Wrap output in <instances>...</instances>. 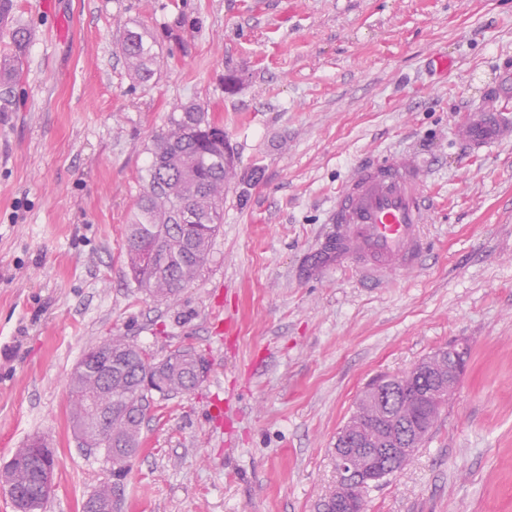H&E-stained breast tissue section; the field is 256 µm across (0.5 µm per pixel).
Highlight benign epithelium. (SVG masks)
I'll use <instances>...</instances> for the list:
<instances>
[{
  "mask_svg": "<svg viewBox=\"0 0 512 512\" xmlns=\"http://www.w3.org/2000/svg\"><path fill=\"white\" fill-rule=\"evenodd\" d=\"M438 356L427 355L414 364L403 378L416 385L415 395L405 404L413 407L418 419L412 423L398 421L399 398L393 390L368 384L360 399L370 402L378 411L374 426L380 434L368 441L351 440L344 432L336 435V499L323 504L322 512H364L360 491L379 485L394 461L405 466L416 455V447L429 429L431 420L445 408L448 392L464 372L465 347L437 349ZM0 491L7 494L16 512H39V494H25L0 478Z\"/></svg>",
  "mask_w": 512,
  "mask_h": 512,
  "instance_id": "7a95c632",
  "label": "benign epithelium"
}]
</instances>
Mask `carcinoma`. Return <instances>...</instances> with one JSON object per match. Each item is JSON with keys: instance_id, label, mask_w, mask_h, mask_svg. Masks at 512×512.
Instances as JSON below:
<instances>
[{"instance_id": "obj_1", "label": "carcinoma", "mask_w": 512, "mask_h": 512, "mask_svg": "<svg viewBox=\"0 0 512 512\" xmlns=\"http://www.w3.org/2000/svg\"><path fill=\"white\" fill-rule=\"evenodd\" d=\"M14 0H0V36H8V51L0 55V99L9 103L13 87L22 76V59L30 41L23 29H7ZM131 75L139 82L153 76L155 42L147 32L128 28L119 41ZM150 158L141 170V192L132 223L126 225L128 268L137 288L157 301H173L206 264L213 237L224 223V162H235L224 127L199 103L175 107L165 129L153 137ZM156 252L157 262L147 268L142 251ZM112 348L111 383L106 385L92 370L76 367L70 378L71 420L76 433L86 424L84 402L100 399L112 406L106 429L112 439L138 453L145 413L135 410L141 402L139 387L145 378L169 394L195 387L197 357L176 350L154 363L142 357L143 349L121 337L104 341ZM366 412L354 410L347 427L372 434Z\"/></svg>"}]
</instances>
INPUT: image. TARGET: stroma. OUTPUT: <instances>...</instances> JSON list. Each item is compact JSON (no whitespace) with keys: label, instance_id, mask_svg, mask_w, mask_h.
<instances>
[{"label":"stroma","instance_id":"35a3bbf8","mask_svg":"<svg viewBox=\"0 0 512 512\" xmlns=\"http://www.w3.org/2000/svg\"><path fill=\"white\" fill-rule=\"evenodd\" d=\"M14 3L32 38L0 112V465L36 437L54 449L43 512L112 481L70 427L69 380L114 336L209 364L152 405L118 512H318L366 384L457 340L453 399L365 512H512V141L474 155L454 135L512 75V0ZM134 26L156 41L145 84L118 48ZM187 101L223 124L236 175L200 275L156 301L125 227L152 136ZM388 154L430 167L423 264L381 285L306 273L353 164Z\"/></svg>","mask_w":512,"mask_h":512}]
</instances>
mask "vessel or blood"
Segmentation results:
<instances>
[{"instance_id": "vessel-or-blood-1", "label": "vessel or blood", "mask_w": 512, "mask_h": 512, "mask_svg": "<svg viewBox=\"0 0 512 512\" xmlns=\"http://www.w3.org/2000/svg\"><path fill=\"white\" fill-rule=\"evenodd\" d=\"M456 136L483 152L512 138V113L491 95L460 125ZM427 170L411 156H386L357 165L336 192L332 233L310 257V270L328 263L359 265L366 277L383 279L418 268L426 252L429 218Z\"/></svg>"}]
</instances>
